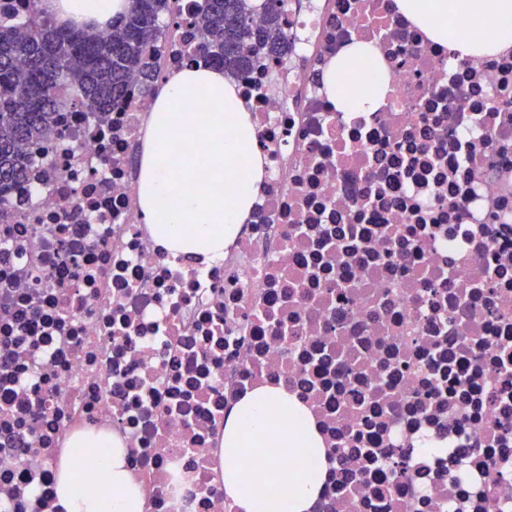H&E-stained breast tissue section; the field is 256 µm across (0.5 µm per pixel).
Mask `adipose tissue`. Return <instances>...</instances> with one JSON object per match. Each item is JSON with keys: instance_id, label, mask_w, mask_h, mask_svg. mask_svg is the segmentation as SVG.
<instances>
[{"instance_id": "1", "label": "adipose tissue", "mask_w": 512, "mask_h": 512, "mask_svg": "<svg viewBox=\"0 0 512 512\" xmlns=\"http://www.w3.org/2000/svg\"><path fill=\"white\" fill-rule=\"evenodd\" d=\"M129 0H52L62 18L104 24ZM397 12L459 59L512 48V0H394ZM377 50L356 43L333 59L321 82L343 112L377 111L387 86ZM195 95L202 111L185 109ZM149 133L139 157L143 223L170 255L223 258L241 234L264 180L250 115L221 69L196 64L173 75L154 97ZM77 442L56 485L58 512H143L144 499L126 451L112 442L104 463L91 466ZM224 494L235 512H310L322 494L329 464L320 430L305 404L282 385L266 382L224 415L221 439ZM291 467H278L280 458ZM277 479L270 492L269 479Z\"/></svg>"}]
</instances>
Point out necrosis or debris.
I'll list each match as a JSON object with an SVG mask.
<instances>
[{"label":"necrosis or debris","instance_id":"obj_1","mask_svg":"<svg viewBox=\"0 0 512 512\" xmlns=\"http://www.w3.org/2000/svg\"><path fill=\"white\" fill-rule=\"evenodd\" d=\"M287 29L237 82L265 179L223 260L141 221L138 77L109 112L61 99L27 146L0 216V512H55L87 427L122 438L145 512H232L224 410L266 379L320 428L313 512H512V49L448 62L392 0H311ZM357 42L387 97L355 116L318 75Z\"/></svg>","mask_w":512,"mask_h":512}]
</instances>
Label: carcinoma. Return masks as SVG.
Here are the masks:
<instances>
[{
  "label": "carcinoma",
  "instance_id": "1",
  "mask_svg": "<svg viewBox=\"0 0 512 512\" xmlns=\"http://www.w3.org/2000/svg\"><path fill=\"white\" fill-rule=\"evenodd\" d=\"M26 13L0 11V215L28 173L25 146L51 127L62 90L76 94L87 112H109L124 97L130 76L139 74L141 93L158 90L160 43L179 0H130L117 22L101 30L94 24L62 26L42 7L24 0ZM286 0H199L197 30L187 44L197 61L224 69L229 77L246 75L253 62L288 52L291 41L283 21ZM261 13L263 23L254 25Z\"/></svg>",
  "mask_w": 512,
  "mask_h": 512
}]
</instances>
